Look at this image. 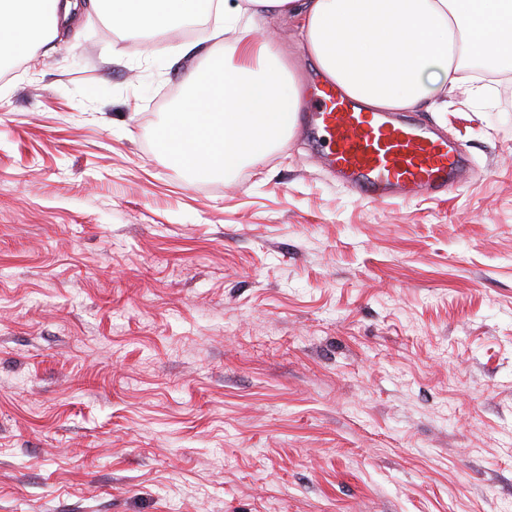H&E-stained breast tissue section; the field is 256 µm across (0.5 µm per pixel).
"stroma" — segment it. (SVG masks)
<instances>
[{"mask_svg":"<svg viewBox=\"0 0 512 512\" xmlns=\"http://www.w3.org/2000/svg\"><path fill=\"white\" fill-rule=\"evenodd\" d=\"M194 27L0 58V512H512V79L414 110L470 161L439 198L358 200L302 129L200 179L158 139Z\"/></svg>","mask_w":512,"mask_h":512,"instance_id":"stroma-1","label":"stroma"}]
</instances>
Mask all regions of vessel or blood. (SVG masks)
Segmentation results:
<instances>
[{
    "instance_id": "1",
    "label": "vessel or blood",
    "mask_w": 512,
    "mask_h": 512,
    "mask_svg": "<svg viewBox=\"0 0 512 512\" xmlns=\"http://www.w3.org/2000/svg\"><path fill=\"white\" fill-rule=\"evenodd\" d=\"M304 119L328 165L360 200L437 197L455 186L461 152L413 122L364 110L335 87L313 97Z\"/></svg>"
}]
</instances>
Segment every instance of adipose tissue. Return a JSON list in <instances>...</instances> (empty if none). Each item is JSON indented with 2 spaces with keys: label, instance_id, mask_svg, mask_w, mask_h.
<instances>
[{
  "label": "adipose tissue",
  "instance_id": "1",
  "mask_svg": "<svg viewBox=\"0 0 512 512\" xmlns=\"http://www.w3.org/2000/svg\"><path fill=\"white\" fill-rule=\"evenodd\" d=\"M113 30L168 32L212 18L235 62L200 70L159 132L163 152L198 177L230 175L289 138L307 96L258 18L296 23L321 78L369 111L403 112L442 91L483 95L464 64L512 73V0H0V51L26 55L44 30L85 9Z\"/></svg>",
  "mask_w": 512,
  "mask_h": 512
}]
</instances>
